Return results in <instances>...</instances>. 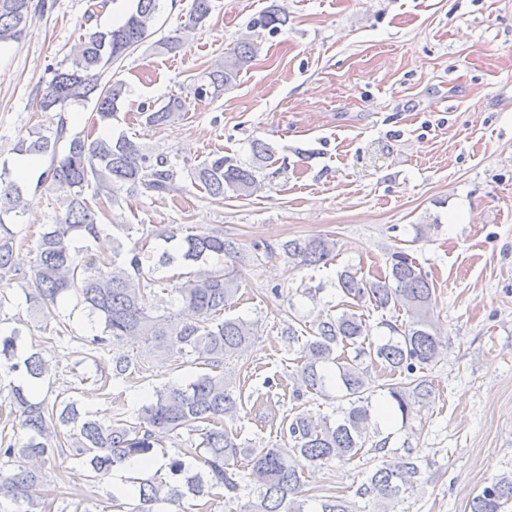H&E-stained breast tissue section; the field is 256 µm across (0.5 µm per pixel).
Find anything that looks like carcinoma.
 I'll list each match as a JSON object with an SVG mask.
<instances>
[{"label": "carcinoma", "instance_id": "cac0c4a2", "mask_svg": "<svg viewBox=\"0 0 512 512\" xmlns=\"http://www.w3.org/2000/svg\"><path fill=\"white\" fill-rule=\"evenodd\" d=\"M31 0H0V45L21 40L32 22ZM159 0H133L125 21L106 31H95L75 43L67 64L52 71L42 89L38 107L58 113L56 126L46 136L39 132L19 141L15 151L46 161L34 190L48 186L59 193L60 211L55 223L40 234L30 271L17 261L16 218L25 210L28 182L0 166V286L24 282L28 316L38 318L51 336H65L73 329L58 313V303L76 296L88 311L91 334L79 336L93 353L100 380L126 381L148 371L146 357H164L178 364L190 363L201 372L185 384H164L130 416L121 413L109 422L85 419L71 399L36 400L24 386L42 381L50 365L40 351L20 353L23 328L28 322L13 318L15 326L0 328V369L22 382L11 387L10 413L18 417L26 441L16 443L0 436V458H19L13 473L0 475V499L17 512L37 506L43 469L64 455L79 459L94 473L121 464L131 457L145 458L162 445V439L188 430L183 455L197 463L191 472L181 459L168 464L169 474L138 481L139 505L135 512H156L168 504L185 512L183 501L224 490L230 502L244 501L240 512H305L302 474L310 465L346 462L361 451L375 454L378 464L355 495L386 504L413 492L421 482L424 459L413 448L418 436L412 421L435 401L432 383L425 376L444 354V343L431 320L436 302L428 274L405 251L391 254L385 273L367 277L348 267L338 276V288L347 299L338 316L327 315L302 326L288 320L283 330L288 347L306 336L299 349L293 375V399L327 395L333 386L340 392L339 419H317L302 411L288 420L283 431L288 443L274 448H253L241 434L226 425L239 420L241 390L236 386L234 364L242 359L257 334V325L240 317L226 318L241 285L233 260L237 243L216 232L182 235L179 227L159 226L124 249L112 236V257H100L90 248L79 250L78 240L97 239L108 230L131 238L133 224H112V206L118 189L138 193L170 194L177 191L176 172L164 156L153 157L126 135L93 136L99 125L118 120L126 93L121 81L102 82L103 74L128 53L143 45L157 22ZM212 0H192L188 21L205 24ZM260 25L276 30L287 23V14L273 4ZM260 46L240 42L212 69L206 86L218 94L232 88L241 71L258 56ZM95 100L91 130L69 135L65 109L74 103ZM187 99L170 98L157 109L141 112L148 126H164L182 119ZM68 141L64 153L59 142ZM252 165H235L216 156L192 172L209 195L224 197L230 191L251 196L260 188L256 168L274 158L272 148L252 143ZM92 190L86 194V190ZM109 223H104V220ZM292 268L325 266L336 258V241L326 235L291 239L281 246ZM179 261L191 268L187 280L176 283L155 277ZM403 309L407 321H381L390 336H372L368 308ZM380 393L400 415L405 439L403 453L390 448L391 436L383 434L373 414V396ZM512 503V474L493 478L475 495L471 512H505ZM314 512H351L347 502L331 497Z\"/></svg>", "mask_w": 512, "mask_h": 512}]
</instances>
